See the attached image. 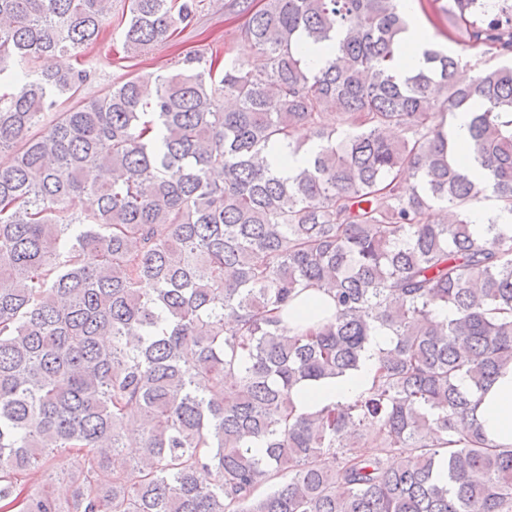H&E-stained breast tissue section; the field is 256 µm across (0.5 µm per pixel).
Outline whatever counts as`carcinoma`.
I'll return each mask as SVG.
<instances>
[{
  "mask_svg": "<svg viewBox=\"0 0 512 512\" xmlns=\"http://www.w3.org/2000/svg\"><path fill=\"white\" fill-rule=\"evenodd\" d=\"M227 8L261 65L196 52L87 100L52 59L95 46L112 0H0V512H512V447L476 415L512 363V236L470 217L489 188L512 213V0H448L505 63L433 45L410 74L398 0ZM196 10L128 0L124 52ZM460 111L481 180L433 122ZM303 127L319 150L281 175L267 148ZM326 282L333 311L283 339ZM378 327L371 387L297 412ZM322 309L332 312V297L326 288H313L301 293L293 303L288 306V317L286 316V311L282 312L281 317L284 324L293 326L298 323L300 319L308 316L311 311L321 312Z\"/></svg>",
  "mask_w": 512,
  "mask_h": 512,
  "instance_id": "carcinoma-1",
  "label": "carcinoma"
}]
</instances>
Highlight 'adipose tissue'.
I'll list each match as a JSON object with an SVG mask.
<instances>
[{
  "label": "adipose tissue",
  "instance_id": "ef3b65f1",
  "mask_svg": "<svg viewBox=\"0 0 512 512\" xmlns=\"http://www.w3.org/2000/svg\"><path fill=\"white\" fill-rule=\"evenodd\" d=\"M407 17V28L401 35L403 62L407 69L425 65L424 53L430 48L432 32L416 13L412 0H400ZM392 343L387 329H377L367 346L360 368L352 374L325 382L306 383L295 400L298 411L312 412L327 406L351 401L372 384L378 369L380 351ZM477 418L485 435L497 445L512 447V366L504 369L482 396Z\"/></svg>",
  "mask_w": 512,
  "mask_h": 512
}]
</instances>
